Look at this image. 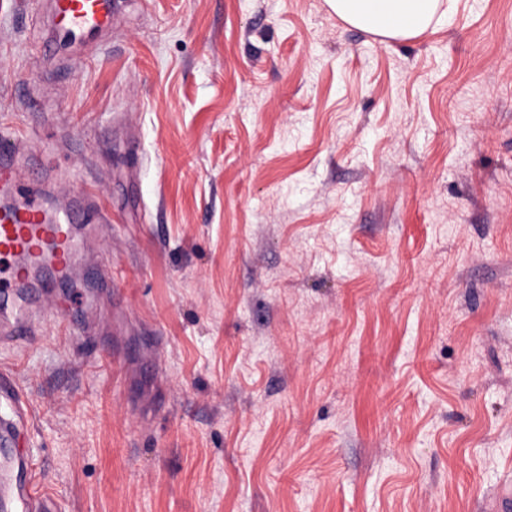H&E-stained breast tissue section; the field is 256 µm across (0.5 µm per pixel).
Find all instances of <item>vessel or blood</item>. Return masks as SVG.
Segmentation results:
<instances>
[{"instance_id": "1", "label": "vessel or blood", "mask_w": 512, "mask_h": 512, "mask_svg": "<svg viewBox=\"0 0 512 512\" xmlns=\"http://www.w3.org/2000/svg\"><path fill=\"white\" fill-rule=\"evenodd\" d=\"M118 0H49L53 44L85 47L97 44L112 28ZM22 176L15 155L0 150V262L10 265V278L0 282V341L23 337L36 340V327L27 314L25 290H52L75 278L83 239L71 222L72 212L83 215L86 226L106 223L91 187L79 189L69 208L48 214L35 198L9 203ZM0 401L16 414L28 409L26 393L12 370L0 369ZM36 487L35 471L26 458L0 468V512H49Z\"/></svg>"}]
</instances>
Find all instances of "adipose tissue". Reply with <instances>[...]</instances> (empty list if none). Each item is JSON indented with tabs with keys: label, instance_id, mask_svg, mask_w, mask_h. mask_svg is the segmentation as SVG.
I'll return each instance as SVG.
<instances>
[{
	"label": "adipose tissue",
	"instance_id": "adipose-tissue-1",
	"mask_svg": "<svg viewBox=\"0 0 512 512\" xmlns=\"http://www.w3.org/2000/svg\"><path fill=\"white\" fill-rule=\"evenodd\" d=\"M344 23L392 40L422 35L435 21L439 0H326Z\"/></svg>",
	"mask_w": 512,
	"mask_h": 512
}]
</instances>
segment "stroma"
<instances>
[{"label":"stroma","instance_id":"obj_1","mask_svg":"<svg viewBox=\"0 0 512 512\" xmlns=\"http://www.w3.org/2000/svg\"><path fill=\"white\" fill-rule=\"evenodd\" d=\"M0 6V145L79 258L0 344L62 512H491L512 481V0L381 38L325 0H121L81 53Z\"/></svg>","mask_w":512,"mask_h":512}]
</instances>
